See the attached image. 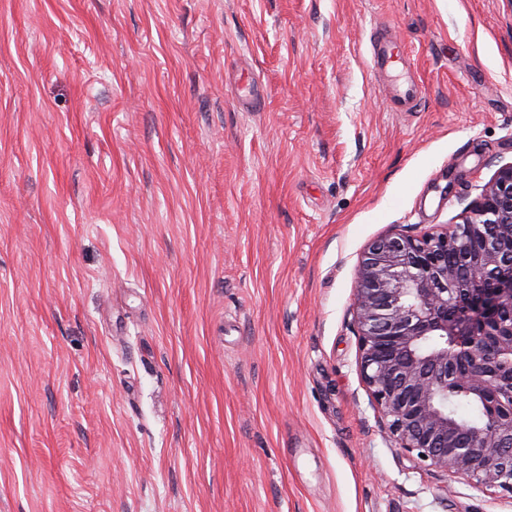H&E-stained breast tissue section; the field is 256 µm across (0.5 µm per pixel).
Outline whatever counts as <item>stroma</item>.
<instances>
[{
  "instance_id": "obj_1",
  "label": "stroma",
  "mask_w": 512,
  "mask_h": 512,
  "mask_svg": "<svg viewBox=\"0 0 512 512\" xmlns=\"http://www.w3.org/2000/svg\"><path fill=\"white\" fill-rule=\"evenodd\" d=\"M511 164L512 0H0V512H512L395 447L350 314Z\"/></svg>"
}]
</instances>
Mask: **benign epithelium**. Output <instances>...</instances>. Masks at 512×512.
I'll return each mask as SVG.
<instances>
[{
    "label": "benign epithelium",
    "mask_w": 512,
    "mask_h": 512,
    "mask_svg": "<svg viewBox=\"0 0 512 512\" xmlns=\"http://www.w3.org/2000/svg\"><path fill=\"white\" fill-rule=\"evenodd\" d=\"M475 237L483 250L473 258ZM450 251L465 272L448 266ZM352 313L360 377L395 445L450 478L512 494V165L462 223L374 241ZM457 395L483 406L488 424L452 415Z\"/></svg>",
    "instance_id": "7a95c632"
}]
</instances>
